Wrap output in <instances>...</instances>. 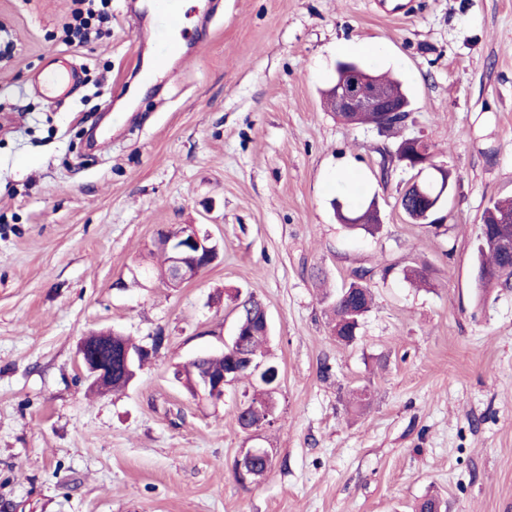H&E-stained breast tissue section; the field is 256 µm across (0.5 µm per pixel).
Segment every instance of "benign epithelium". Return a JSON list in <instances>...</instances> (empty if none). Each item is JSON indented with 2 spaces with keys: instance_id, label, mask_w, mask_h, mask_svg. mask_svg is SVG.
<instances>
[{
  "instance_id": "1",
  "label": "benign epithelium",
  "mask_w": 512,
  "mask_h": 512,
  "mask_svg": "<svg viewBox=\"0 0 512 512\" xmlns=\"http://www.w3.org/2000/svg\"><path fill=\"white\" fill-rule=\"evenodd\" d=\"M327 104L335 112L372 114L374 117L372 127L380 133L386 132L392 119L406 112L408 108V103L395 100L385 84L358 65L336 79L327 93ZM416 143L419 145L421 158L410 164V167L418 172V177L405 189L409 197L426 194L429 179H420L424 173L432 171L446 173V170L433 161L427 144L420 139L416 140ZM160 243L168 259V285L171 287L193 281L218 259V246L212 242L209 234L201 232L194 224L185 225L176 232L168 230L163 232ZM253 304L255 300L251 297L237 302L238 320L230 341L224 343L225 351L235 354L240 368L221 375L199 371L191 379L196 389L203 391L214 401L224 399L225 389L236 385L240 381L239 374L243 371L251 373L261 384L263 391L278 392V368L271 369L249 355L238 353L245 336L248 335L250 325V321L246 319V311ZM115 337H117L115 332L102 331L85 337L78 347V365L86 379L100 392L110 389L114 369H120L131 377L135 376L136 365L142 357L140 351H132L128 348L112 349V339ZM241 413L246 417L243 429L248 432L256 433L274 423V416L262 414L257 403L250 399L243 402ZM257 459L269 463L272 461V456L265 448L247 449L236 467V477L241 483L246 484L255 480L256 474L252 463Z\"/></svg>"
}]
</instances>
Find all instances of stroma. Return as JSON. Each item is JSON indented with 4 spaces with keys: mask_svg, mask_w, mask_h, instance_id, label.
I'll list each match as a JSON object with an SVG mask.
<instances>
[{
    "mask_svg": "<svg viewBox=\"0 0 512 512\" xmlns=\"http://www.w3.org/2000/svg\"><path fill=\"white\" fill-rule=\"evenodd\" d=\"M396 2L188 0L180 55L130 102L151 0H112L109 32L71 47V0H0V512H412L431 494L512 512V288L476 281L481 215L512 197V0ZM58 57L81 74L59 100L34 85ZM345 60L402 82L399 136L451 173L442 226L399 204L398 136L325 109ZM357 196L375 232L337 223ZM186 224L220 254L171 288L150 253ZM360 270L373 306L344 345L321 294ZM240 296L267 310L281 372L256 433L247 383L215 402L176 376L223 350ZM102 329L151 350L104 395L76 357ZM254 446L272 464L244 485ZM259 400V407L262 411H268L272 414L275 412V397L274 394L267 399L264 396H254L253 400ZM243 407L240 411L241 414H245L246 420L242 429L256 433L263 429L267 425H271L274 422V416L262 414V411L258 408L257 403L252 402L251 399L244 401L241 405ZM257 459L269 463L272 461V456L266 448H248L236 467V477L242 484L256 480L252 463Z\"/></svg>",
    "mask_w": 512,
    "mask_h": 512,
    "instance_id": "35a3bbf8",
    "label": "stroma"
}]
</instances>
